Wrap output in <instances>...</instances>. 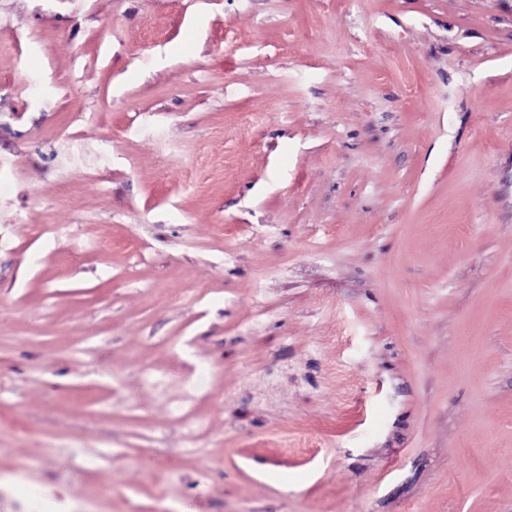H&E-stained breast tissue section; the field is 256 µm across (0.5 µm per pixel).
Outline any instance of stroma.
Segmentation results:
<instances>
[{
	"mask_svg": "<svg viewBox=\"0 0 512 512\" xmlns=\"http://www.w3.org/2000/svg\"><path fill=\"white\" fill-rule=\"evenodd\" d=\"M0 237V512H512V0H0Z\"/></svg>",
	"mask_w": 512,
	"mask_h": 512,
	"instance_id": "obj_1",
	"label": "stroma"
}]
</instances>
